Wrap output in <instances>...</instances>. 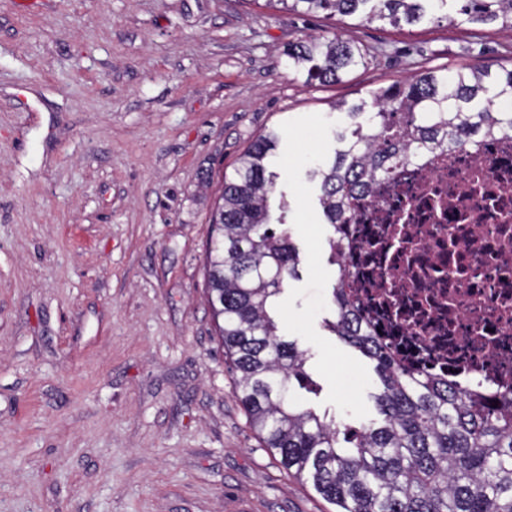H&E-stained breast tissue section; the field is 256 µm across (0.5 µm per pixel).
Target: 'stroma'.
Listing matches in <instances>:
<instances>
[{
	"label": "stroma",
	"mask_w": 512,
	"mask_h": 512,
	"mask_svg": "<svg viewBox=\"0 0 512 512\" xmlns=\"http://www.w3.org/2000/svg\"><path fill=\"white\" fill-rule=\"evenodd\" d=\"M337 36L334 84L286 65ZM512 67V28L284 14L250 0H0V512H338L251 430L213 338L204 256L257 136L288 196L298 279L279 331L339 427L374 418L373 364L324 327L337 269L306 172L346 112L426 69ZM366 53L336 38L310 35L288 49V65L296 74H306V83H337L365 64Z\"/></svg>",
	"instance_id": "obj_1"
}]
</instances>
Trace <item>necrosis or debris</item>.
<instances>
[{"label": "necrosis or debris", "instance_id": "necrosis-or-debris-1", "mask_svg": "<svg viewBox=\"0 0 512 512\" xmlns=\"http://www.w3.org/2000/svg\"><path fill=\"white\" fill-rule=\"evenodd\" d=\"M342 225L354 314L403 365L512 386V135L407 162Z\"/></svg>", "mask_w": 512, "mask_h": 512}]
</instances>
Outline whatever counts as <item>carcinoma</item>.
Returning a JSON list of instances; mask_svg holds the SVG:
<instances>
[{
	"mask_svg": "<svg viewBox=\"0 0 512 512\" xmlns=\"http://www.w3.org/2000/svg\"><path fill=\"white\" fill-rule=\"evenodd\" d=\"M285 12L408 24L450 0H265ZM474 21L512 28V0H461ZM366 53L336 37L310 35L288 49V65L306 82L337 83L365 64ZM512 69L493 74L479 65L426 70L381 87L350 107V136L328 163L308 172L331 228L353 219L360 188L394 179L417 151L446 152L475 137L512 133ZM279 133L254 139L212 215L205 256L206 298L234 395L264 447L287 474L311 480L340 512H512V389L496 398L462 391L411 372L352 315L343 271L332 288L334 317L326 328L374 363L376 417L343 433L335 417L293 400V383L318 395L298 343L279 334L275 300L299 278L300 249L287 225L288 202L275 199L269 158Z\"/></svg>",
	"mask_w": 512,
	"mask_h": 512,
	"instance_id": "cac0c4a2",
	"label": "carcinoma"
}]
</instances>
